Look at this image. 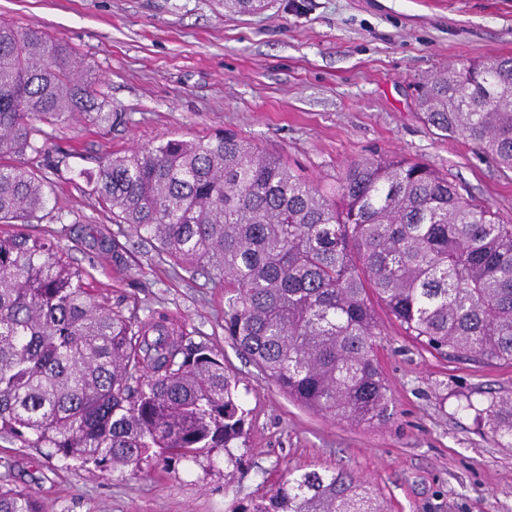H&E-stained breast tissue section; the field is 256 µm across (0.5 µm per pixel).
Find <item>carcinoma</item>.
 I'll return each instance as SVG.
<instances>
[{"instance_id":"obj_1","label":"carcinoma","mask_w":512,"mask_h":512,"mask_svg":"<svg viewBox=\"0 0 512 512\" xmlns=\"http://www.w3.org/2000/svg\"><path fill=\"white\" fill-rule=\"evenodd\" d=\"M269 0H224L250 13ZM68 44L0 22V224L45 217L43 126L125 122ZM417 107L512 172V55L462 59L422 82ZM66 163L59 158L54 167ZM98 200L173 265L224 282V334L288 399L356 425L389 418L374 301L421 345L512 365V219L403 154L352 162L327 189L226 131L168 139L81 169ZM88 246L120 258L88 228ZM239 381L165 312L126 316L52 241L0 236V438L112 471L196 458L245 434ZM512 447V392L478 411ZM0 512H40L0 487ZM232 512H386L343 470L288 472Z\"/></svg>"}]
</instances>
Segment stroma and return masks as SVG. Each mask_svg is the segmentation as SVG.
I'll use <instances>...</instances> for the list:
<instances>
[{
    "label": "stroma",
    "instance_id": "35a3bbf8",
    "mask_svg": "<svg viewBox=\"0 0 512 512\" xmlns=\"http://www.w3.org/2000/svg\"><path fill=\"white\" fill-rule=\"evenodd\" d=\"M0 21L41 25L77 50L124 124L50 128L57 210L32 224L124 312H167L239 380L249 429L232 447L134 474L49 457L0 439V486L27 487L42 512H231L287 472L344 469L388 512H512V447L476 409L512 391V367L443 356L404 335L384 308L377 355L390 419L354 426L307 410L224 334L223 284L176 274L151 242L116 225L74 171L171 138L231 130L292 170L334 184L355 160L401 153L434 165L512 217V173L417 115L416 85L465 58L512 54V0H272L230 13L224 0H0ZM110 230L121 263L89 251L81 227Z\"/></svg>",
    "mask_w": 512,
    "mask_h": 512
}]
</instances>
